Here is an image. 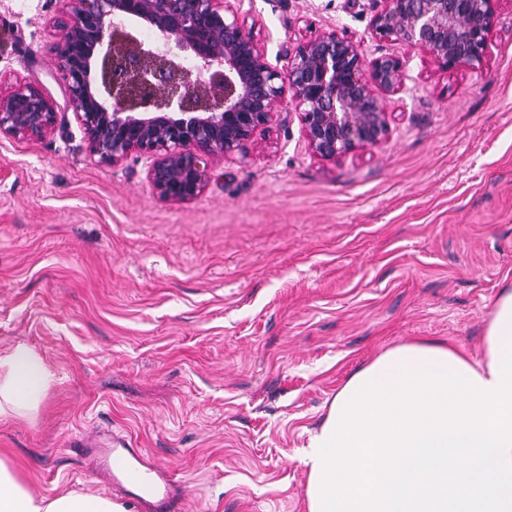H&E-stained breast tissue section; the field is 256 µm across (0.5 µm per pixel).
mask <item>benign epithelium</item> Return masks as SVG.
<instances>
[{
	"label": "benign epithelium",
	"instance_id": "benign-epithelium-1",
	"mask_svg": "<svg viewBox=\"0 0 512 512\" xmlns=\"http://www.w3.org/2000/svg\"><path fill=\"white\" fill-rule=\"evenodd\" d=\"M63 2L47 24L59 34L57 75L90 154L107 165L149 158L146 178L169 201L197 197L210 157L246 153L285 99L315 156L339 162L375 148L390 131V98L411 80L398 53L369 58L334 29L300 41L277 68L247 28L243 0ZM380 2L373 37L446 73L490 60L500 0ZM131 24L149 39L134 37ZM57 125L58 108L38 87L0 88V135L42 137Z\"/></svg>",
	"mask_w": 512,
	"mask_h": 512
}]
</instances>
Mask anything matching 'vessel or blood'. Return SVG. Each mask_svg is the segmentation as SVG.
Segmentation results:
<instances>
[{"label":"vessel or blood","mask_w":512,"mask_h":512,"mask_svg":"<svg viewBox=\"0 0 512 512\" xmlns=\"http://www.w3.org/2000/svg\"><path fill=\"white\" fill-rule=\"evenodd\" d=\"M87 457L109 467L112 483L125 496L138 498L140 492H148L154 500L156 512H177L179 493L164 471L149 463L135 441L125 436H113L109 445H101L95 438L77 441Z\"/></svg>","instance_id":"obj_1"}]
</instances>
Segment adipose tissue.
<instances>
[{"label":"adipose tissue","instance_id":"ef3b65f1","mask_svg":"<svg viewBox=\"0 0 512 512\" xmlns=\"http://www.w3.org/2000/svg\"><path fill=\"white\" fill-rule=\"evenodd\" d=\"M512 303V289H504L486 318L485 341L479 357L459 354L458 359L474 370L483 381H493L491 341L499 319L507 318ZM451 347L442 342L414 340L386 349L375 367L377 377L386 369L403 363L436 364L441 354ZM54 375L44 359L30 346L19 343L0 352V419H33ZM0 512H128L127 507L106 494L60 492L52 496H37L14 468L9 459L0 457Z\"/></svg>","mask_w":512,"mask_h":512}]
</instances>
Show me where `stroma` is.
<instances>
[{
	"label": "stroma",
	"instance_id": "obj_1",
	"mask_svg": "<svg viewBox=\"0 0 512 512\" xmlns=\"http://www.w3.org/2000/svg\"><path fill=\"white\" fill-rule=\"evenodd\" d=\"M59 0H0V85L57 103ZM376 0H251L268 62L336 29L367 56ZM487 66L405 52L387 139L314 156L286 103L246 154L209 161L170 202L148 159L103 165L72 111L41 138L0 135V349L56 374L0 451L35 493L110 492L74 437L132 438L185 491L182 512H307L302 451L351 374L415 339L481 352L512 286V0Z\"/></svg>",
	"mask_w": 512,
	"mask_h": 512
}]
</instances>
